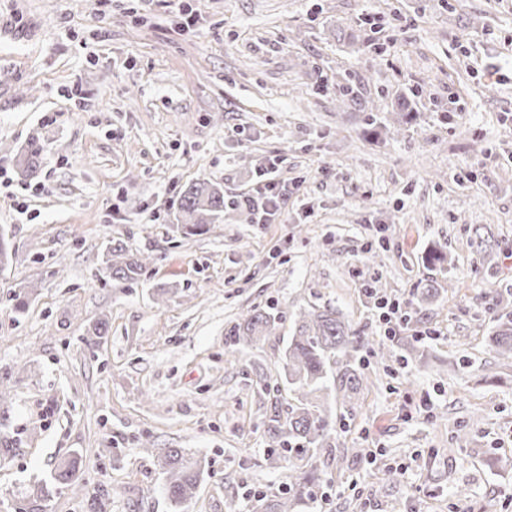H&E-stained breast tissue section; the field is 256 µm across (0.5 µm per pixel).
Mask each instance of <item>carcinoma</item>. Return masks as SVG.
I'll list each match as a JSON object with an SVG mask.
<instances>
[{
	"mask_svg": "<svg viewBox=\"0 0 512 512\" xmlns=\"http://www.w3.org/2000/svg\"><path fill=\"white\" fill-rule=\"evenodd\" d=\"M40 147L30 145L18 158V167L29 174L36 169ZM224 212V189L207 181L191 183L180 197L179 217L185 234L206 233ZM471 245L478 254L488 256L499 247L488 228L474 229ZM105 263L112 277L128 282L143 274L147 259L135 256L124 244L107 249ZM488 294L496 298L490 319L492 326L485 337L500 365L512 369V284L502 288L494 283L479 289L478 297ZM439 295L438 283L429 280L417 289V304L429 302ZM282 319L275 307H254L239 316L229 330L227 351L233 353L240 344L253 343L268 336ZM375 349L374 343L355 329L343 314L330 305H311L294 315L291 336L283 350L284 379L270 380L263 372L256 373L257 393L267 402L263 425L269 446V459L288 461V483L278 493L258 499L261 512H297L299 507L319 506L317 489L322 484L317 461L328 458L337 439L335 422L316 402L317 393L336 385L341 405L351 409L359 393L370 386V377L356 365L362 352ZM157 465L166 475L164 492L174 512L194 498L202 481L206 464L191 460L179 448H169L156 456ZM79 457L60 462L52 475L58 484L77 480ZM47 495L46 484L32 485L22 512H43L41 502Z\"/></svg>",
	"mask_w": 512,
	"mask_h": 512,
	"instance_id": "cac0c4a2",
	"label": "carcinoma"
}]
</instances>
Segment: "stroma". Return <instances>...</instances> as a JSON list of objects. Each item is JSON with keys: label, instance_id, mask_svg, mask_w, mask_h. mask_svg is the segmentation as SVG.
<instances>
[{"label": "stroma", "instance_id": "1", "mask_svg": "<svg viewBox=\"0 0 512 512\" xmlns=\"http://www.w3.org/2000/svg\"><path fill=\"white\" fill-rule=\"evenodd\" d=\"M0 0V512L50 484L45 512H170L152 452L208 473L184 512H255L288 465L266 461L254 371L278 376L290 323L224 351L243 312L336 307L376 343L365 290L409 300L424 361L365 353L327 512H512V377L483 379L491 281L512 283V0ZM376 102L374 112L339 105ZM43 148L36 172L16 157ZM276 164L297 185L282 223L243 195ZM224 188V215L178 231L184 185ZM491 225L483 260L469 228ZM150 262L112 280L107 246ZM29 305L16 313V297ZM108 319L99 342L88 328ZM80 452L77 480L52 483ZM398 469L384 487L373 474Z\"/></svg>", "mask_w": 512, "mask_h": 512}]
</instances>
